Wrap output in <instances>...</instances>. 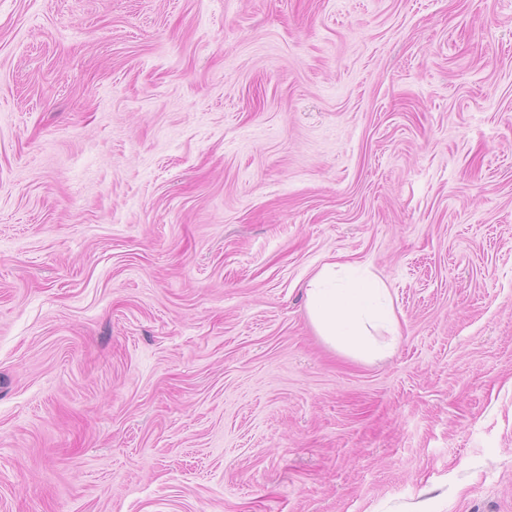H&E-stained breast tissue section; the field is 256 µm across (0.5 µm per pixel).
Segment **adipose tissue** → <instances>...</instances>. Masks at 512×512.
<instances>
[{
    "mask_svg": "<svg viewBox=\"0 0 512 512\" xmlns=\"http://www.w3.org/2000/svg\"><path fill=\"white\" fill-rule=\"evenodd\" d=\"M350 264H325L307 288L308 314L318 335L331 347L355 358L382 353L379 332L397 336L399 321L388 291L378 280L359 277Z\"/></svg>",
    "mask_w": 512,
    "mask_h": 512,
    "instance_id": "adipose-tissue-1",
    "label": "adipose tissue"
}]
</instances>
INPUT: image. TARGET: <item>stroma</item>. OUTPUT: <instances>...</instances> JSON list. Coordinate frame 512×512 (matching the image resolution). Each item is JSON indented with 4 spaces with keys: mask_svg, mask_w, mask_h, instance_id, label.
Instances as JSON below:
<instances>
[{
    "mask_svg": "<svg viewBox=\"0 0 512 512\" xmlns=\"http://www.w3.org/2000/svg\"><path fill=\"white\" fill-rule=\"evenodd\" d=\"M0 512H512V0H0ZM355 271L350 264H325L308 284L307 309L328 345L354 358H366L389 346L373 332L384 331L394 338L399 321L387 288L376 279L357 277Z\"/></svg>",
    "mask_w": 512,
    "mask_h": 512,
    "instance_id": "obj_1",
    "label": "stroma"
}]
</instances>
